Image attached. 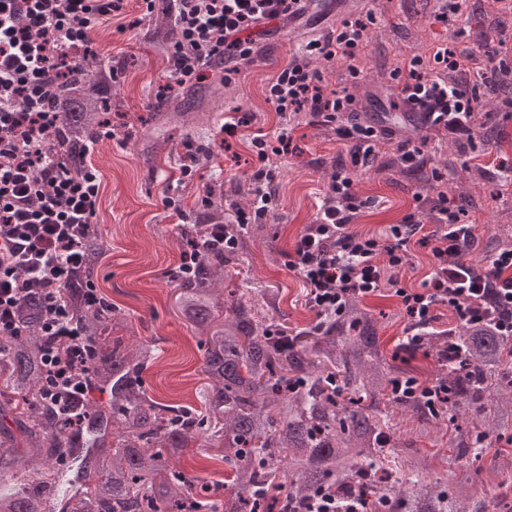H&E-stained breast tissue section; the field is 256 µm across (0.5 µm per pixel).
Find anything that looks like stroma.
<instances>
[{
	"label": "stroma",
	"instance_id": "1",
	"mask_svg": "<svg viewBox=\"0 0 512 512\" xmlns=\"http://www.w3.org/2000/svg\"><path fill=\"white\" fill-rule=\"evenodd\" d=\"M474 2L473 10L457 22L466 31L459 47L471 46L499 23L512 32V15L503 11L500 0ZM438 7L437 0H329L325 11H312L311 22L284 23L237 83L224 85L223 73L217 68L203 83L162 104V111L175 112L181 99L195 100L200 120L190 125L161 124L150 109L167 71L166 49L172 39L165 0H155L150 8L143 0H129V13L142 19L139 27L123 31L118 21L109 19L91 33L97 57L111 59L125 73L122 82L112 88L115 135L99 142L87 156L102 180L95 222L102 230L106 252L98 287L131 321L139 340L150 350L142 374L148 395L187 409L202 406L204 352L198 332L178 312L170 272L185 245L183 232L207 221L201 200L209 185L223 187L225 223H234V205L248 200L251 156L245 142L224 147L220 127L225 114L251 113L254 127L274 131L280 118L264 101L265 84L309 38L351 13L370 9L377 19L362 49L364 72L355 81L345 62L326 64L327 88L354 93L364 103L362 119L384 123L396 137L411 138L421 144L428 158L426 168L409 172L387 146L373 164L356 169V192L374 199L375 204L356 219L355 230L381 235L388 225L401 223L411 213L428 220L431 200L442 193L449 204L462 203L468 210L475 234L471 257L490 253L496 234L512 233V183L504 182L498 171L499 164L512 165V121L500 123L492 118L502 106V94L484 89L487 115L479 120L484 142L474 147L445 132L422 128L391 106L390 71L409 55L431 54L450 36L449 29L435 18ZM293 124L297 150L283 162L276 186L277 236L269 240L252 230L242 231L235 258L224 268L225 292L274 291L279 320L292 334L309 326L314 314L306 303L301 279L286 266V255L314 219L333 165L349 151L334 127L310 125L302 114ZM189 141L200 146L201 153L195 176L186 178L181 169ZM435 168L448 169L447 183L433 181ZM172 184L178 187L185 218L170 215L163 206V193ZM360 304L374 318L381 347L392 357L398 373L434 383L440 369L434 347L404 359L396 355L405 328L397 298L383 291L362 298ZM391 424L400 439L399 454L418 449L431 457L439 477L450 479L458 462L448 445V432H441L434 441L418 440L407 417L394 415Z\"/></svg>",
	"mask_w": 512,
	"mask_h": 512
}]
</instances>
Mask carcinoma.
Listing matches in <instances>:
<instances>
[{"mask_svg":"<svg viewBox=\"0 0 512 512\" xmlns=\"http://www.w3.org/2000/svg\"><path fill=\"white\" fill-rule=\"evenodd\" d=\"M94 76L90 86L73 74L56 88L67 103L62 129L76 170L111 111L110 74L98 67ZM207 199L209 220L221 223L224 191L210 187ZM80 237L84 264L64 295L93 355L87 382L95 397L85 398L75 427L42 399L43 300L28 295L23 335L0 339V369L14 394L0 404V512H258L259 489L267 512H306L321 492L364 512H487V497L469 495L470 461L491 438L512 443V338L492 326L432 338L440 348L459 341L469 371L437 378L448 384V402L430 405L394 393V368L358 300L323 330L290 336L275 318L263 322L252 300H224L217 273L234 252L212 250L176 295L205 347L204 409L194 413L144 389L148 350L130 342L133 330L112 303L89 299L102 233L88 224ZM396 410L413 420L419 439L448 423L463 461L454 481L430 476L417 450L395 454ZM194 441L227 467L216 500L197 499V478L176 467Z\"/></svg>","mask_w":512,"mask_h":512,"instance_id":"cac0c4a2","label":"carcinoma"}]
</instances>
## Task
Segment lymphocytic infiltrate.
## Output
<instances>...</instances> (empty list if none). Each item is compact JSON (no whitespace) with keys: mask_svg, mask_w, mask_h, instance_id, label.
<instances>
[{"mask_svg":"<svg viewBox=\"0 0 512 512\" xmlns=\"http://www.w3.org/2000/svg\"><path fill=\"white\" fill-rule=\"evenodd\" d=\"M126 5L127 0H0V337L21 335L19 307L31 292H41V331L52 343L44 354L42 397L67 415L87 393L82 375L92 355L80 344L61 290L82 266L78 231L97 214L102 181L90 168L72 172L64 160V147L54 138L63 111L55 85L79 65L75 49L88 44L102 21L112 17L137 27ZM306 12L304 0H168L173 39L159 99L202 83L218 65L224 82H235L255 62L260 39ZM374 22L370 12L341 20L328 35L307 41L267 84L265 100L282 121L274 133L259 129L250 139V198L238 210V224H261L274 212L280 164L294 150L286 114L335 124L338 139L352 147L351 163L335 166L315 220L287 253L318 325L341 315L350 299L390 288L407 321L401 352L419 350L436 335L441 305L451 310L456 328L491 323L512 336V248L486 257L482 266L469 263L475 234L463 220V208L440 200L431 209L429 232L412 214L391 225L383 240L352 228L369 206L354 190L353 170L377 158L390 132L360 120L362 105L354 94L325 92L319 65L344 60L351 77L360 78L362 44ZM496 70L495 57L451 43L428 58L412 55L390 77L405 114L471 143L482 110L479 87ZM416 238L432 243L435 259L419 291L403 287L397 277ZM236 245L223 225H209L202 240L187 242L173 278L191 280L201 251Z\"/></svg>","mask_w":512,"mask_h":512,"instance_id":"lymphocytic-infiltrate-1","label":"lymphocytic infiltrate"}]
</instances>
